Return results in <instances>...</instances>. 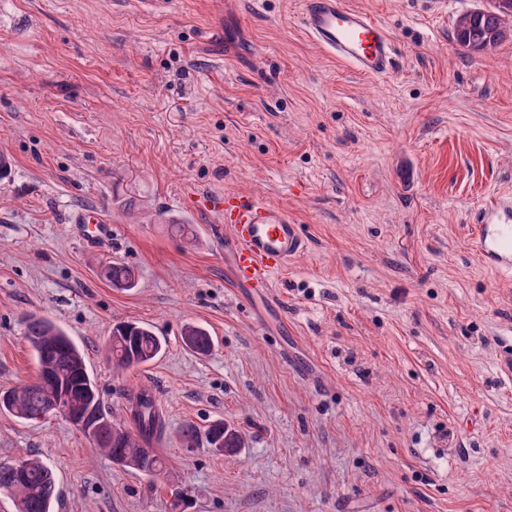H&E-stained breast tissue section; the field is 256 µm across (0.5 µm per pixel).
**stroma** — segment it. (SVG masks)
Segmentation results:
<instances>
[{
    "label": "stroma",
    "instance_id": "35a3bbf8",
    "mask_svg": "<svg viewBox=\"0 0 512 512\" xmlns=\"http://www.w3.org/2000/svg\"><path fill=\"white\" fill-rule=\"evenodd\" d=\"M348 2L391 33L390 75L329 57L302 0H0V390L36 377L35 313L84 349L114 420L134 429L146 391L163 422L154 480L64 417L0 414V462L47 463L53 512H512V271L472 240L481 205L512 193V40L455 44L486 0ZM238 192L306 240L270 305L236 290L219 215L190 204ZM87 209L107 241L77 236ZM112 261L136 287L100 278ZM123 321L166 346L118 373ZM189 323L209 354L185 346ZM218 422L238 452L183 446L186 424ZM184 344L193 352L206 355L213 347V340L208 330L200 325L188 324L184 329Z\"/></svg>",
    "mask_w": 512,
    "mask_h": 512
}]
</instances>
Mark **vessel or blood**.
<instances>
[{
    "instance_id": "vessel-or-blood-1",
    "label": "vessel or blood",
    "mask_w": 512,
    "mask_h": 512,
    "mask_svg": "<svg viewBox=\"0 0 512 512\" xmlns=\"http://www.w3.org/2000/svg\"><path fill=\"white\" fill-rule=\"evenodd\" d=\"M299 23L326 53L369 77L387 76L396 62L395 42L383 24L347 0H302ZM221 217L211 225L224 242V260L236 285L258 300L272 299L269 275L306 248L287 210L238 193L205 201ZM476 249L487 268L512 270V197L500 195L484 206L476 226Z\"/></svg>"
}]
</instances>
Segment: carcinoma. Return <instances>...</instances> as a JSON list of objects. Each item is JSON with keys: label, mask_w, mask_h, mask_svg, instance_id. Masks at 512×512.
<instances>
[{"label": "carcinoma", "mask_w": 512, "mask_h": 512, "mask_svg": "<svg viewBox=\"0 0 512 512\" xmlns=\"http://www.w3.org/2000/svg\"><path fill=\"white\" fill-rule=\"evenodd\" d=\"M512 39V17L492 6L462 14L454 26L457 46L468 54L481 53L480 44L490 40L494 45ZM100 276L115 288L135 287V271L120 263H109ZM26 340L35 354L38 374L35 381L0 390V413L9 414L27 423L40 420L49 403L63 400V406L73 413L88 410L102 421L112 422L103 409L99 390L91 375L86 354L67 333L48 318L28 315L24 319ZM184 344L193 352L206 355L213 347L208 330L188 324L184 329ZM165 342L152 327L141 322H123L113 326L112 339L106 348L108 357L121 369L140 367L153 362L163 351ZM133 419L136 431H126L117 440L106 437L93 442L95 448L113 459L122 456L131 462L129 468L145 475L160 474L166 463L146 447L147 442L161 432L153 400L145 392L137 395ZM226 425H213L205 434L209 445L225 444L226 452L233 453L242 446V437L234 434L226 438ZM18 465L20 476H15L13 465L0 463V491L10 493L17 512H51L56 495V477L53 470L39 458H26Z\"/></svg>", "instance_id": "1"}]
</instances>
